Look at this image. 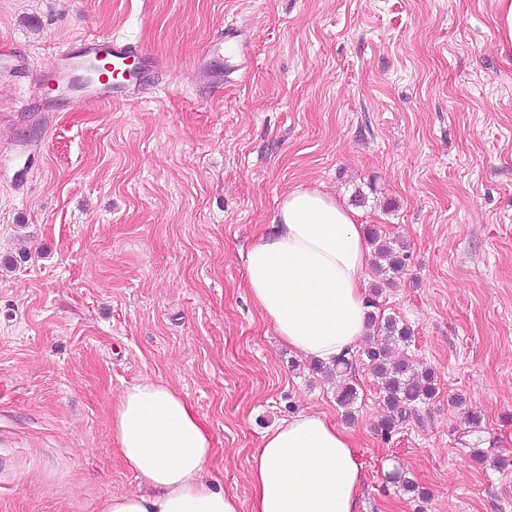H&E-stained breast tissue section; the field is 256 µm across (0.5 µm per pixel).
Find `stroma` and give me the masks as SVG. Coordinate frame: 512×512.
I'll list each match as a JSON object with an SVG mask.
<instances>
[{
	"label": "stroma",
	"instance_id": "1",
	"mask_svg": "<svg viewBox=\"0 0 512 512\" xmlns=\"http://www.w3.org/2000/svg\"><path fill=\"white\" fill-rule=\"evenodd\" d=\"M495 0H0V512H96L138 480L112 403L143 378L211 430L207 471L250 512V460L300 411L356 440L365 512H512V48ZM234 28L239 71L194 60ZM155 62L139 99L44 92L69 42ZM407 248L368 270L377 317L436 395L384 432L364 361L352 413L254 307L245 255L292 189ZM414 481L403 491L393 473Z\"/></svg>",
	"mask_w": 512,
	"mask_h": 512
}]
</instances>
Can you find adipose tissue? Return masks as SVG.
I'll return each mask as SVG.
<instances>
[{"label": "adipose tissue", "mask_w": 512, "mask_h": 512, "mask_svg": "<svg viewBox=\"0 0 512 512\" xmlns=\"http://www.w3.org/2000/svg\"><path fill=\"white\" fill-rule=\"evenodd\" d=\"M372 255L352 208L298 187L249 249L245 284L290 349L327 364L354 351L366 332ZM112 438L148 490L103 495L96 512H241L206 472L208 427L167 382L147 377L119 394ZM362 479L353 436L324 414L300 412L266 433L251 458V512H361Z\"/></svg>", "instance_id": "obj_1"}]
</instances>
